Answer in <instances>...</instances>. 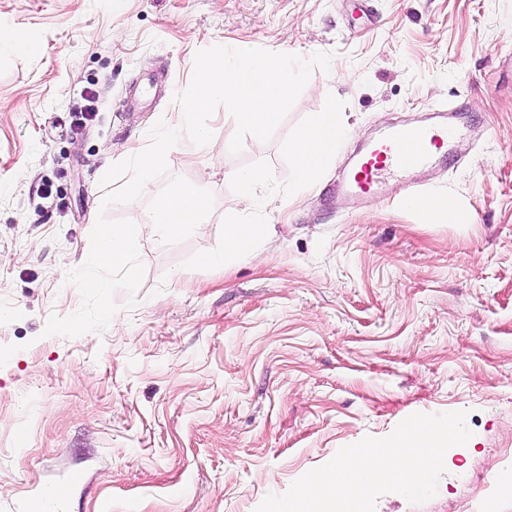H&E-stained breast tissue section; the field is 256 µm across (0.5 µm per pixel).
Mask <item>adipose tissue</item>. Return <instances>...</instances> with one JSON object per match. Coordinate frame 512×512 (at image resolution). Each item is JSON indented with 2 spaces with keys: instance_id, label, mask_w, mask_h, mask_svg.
<instances>
[{
  "instance_id": "1",
  "label": "adipose tissue",
  "mask_w": 512,
  "mask_h": 512,
  "mask_svg": "<svg viewBox=\"0 0 512 512\" xmlns=\"http://www.w3.org/2000/svg\"><path fill=\"white\" fill-rule=\"evenodd\" d=\"M351 133L342 113L335 105H326L316 113L311 122L300 128L288 144L291 168L298 183L309 185L317 179L328 164L335 159L340 143ZM264 226L257 224H229L225 227L223 252H208L197 257L202 267L223 264L225 255L248 257L252 240L264 233Z\"/></svg>"
}]
</instances>
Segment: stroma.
Returning <instances> with one entry per match:
<instances>
[{"label":"stroma","mask_w":512,"mask_h":512,"mask_svg":"<svg viewBox=\"0 0 512 512\" xmlns=\"http://www.w3.org/2000/svg\"><path fill=\"white\" fill-rule=\"evenodd\" d=\"M0 0V26L39 42L0 52V512L64 488V512H255L337 451L415 413L466 411L470 444L444 456L434 498L389 492L376 512H512V0ZM310 57L314 70L269 141L229 147L226 108L209 149L182 139L168 176L103 206L121 153L175 125L173 96L214 45ZM96 89L92 117L79 108ZM333 101L354 133L312 188L288 139ZM456 105L427 216L400 197L324 200L354 148ZM257 168L248 207L231 179ZM202 179L207 223L162 244L141 228L136 304L116 289L109 326L48 336L81 306L67 280L99 215L131 219L169 175ZM53 196L42 200L43 183ZM458 205L455 216L440 206ZM270 225L251 256L201 267L226 225Z\"/></svg>","instance_id":"35a3bbf8"}]
</instances>
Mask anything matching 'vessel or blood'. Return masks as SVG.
<instances>
[{"label": "vessel or blood", "mask_w": 512, "mask_h": 512, "mask_svg": "<svg viewBox=\"0 0 512 512\" xmlns=\"http://www.w3.org/2000/svg\"><path fill=\"white\" fill-rule=\"evenodd\" d=\"M436 114L437 121L393 127L365 146L352 157L337 191L373 201L382 195L386 181L445 159L452 126L447 108H438Z\"/></svg>", "instance_id": "obj_1"}]
</instances>
